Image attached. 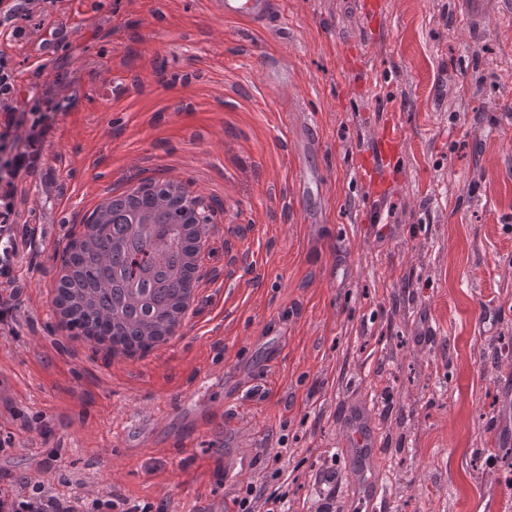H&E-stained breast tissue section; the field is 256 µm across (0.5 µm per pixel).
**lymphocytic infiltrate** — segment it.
<instances>
[{
    "label": "lymphocytic infiltrate",
    "instance_id": "obj_1",
    "mask_svg": "<svg viewBox=\"0 0 512 512\" xmlns=\"http://www.w3.org/2000/svg\"><path fill=\"white\" fill-rule=\"evenodd\" d=\"M58 0H17L0 25V36L16 38L25 22L45 20ZM53 84H45L30 108L20 106L22 89L15 68L0 53V281H15V233L18 191L22 182L37 171L45 142L62 109ZM0 512H154L152 503H140L116 494L63 496L38 477L27 476L0 490Z\"/></svg>",
    "mask_w": 512,
    "mask_h": 512
}]
</instances>
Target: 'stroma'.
Returning <instances> with one entry per match:
<instances>
[{
	"instance_id": "35a3bbf8",
	"label": "stroma",
	"mask_w": 512,
	"mask_h": 512,
	"mask_svg": "<svg viewBox=\"0 0 512 512\" xmlns=\"http://www.w3.org/2000/svg\"><path fill=\"white\" fill-rule=\"evenodd\" d=\"M360 5L273 0L250 22L208 0H71L43 77L79 72L78 94L46 144L54 183L24 185L35 238L0 331L17 393L0 438L28 473L165 512L284 483L288 512H319L314 476L346 466L340 413L361 400L384 512H512V0H384L374 22ZM362 65L366 83L346 77ZM393 126L379 195L360 169ZM172 175L218 205L184 333L120 364L65 353L54 254L104 192ZM198 372L201 413L169 420Z\"/></svg>"
}]
</instances>
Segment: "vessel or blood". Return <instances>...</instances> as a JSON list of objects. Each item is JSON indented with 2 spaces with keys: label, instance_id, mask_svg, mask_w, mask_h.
I'll list each match as a JSON object with an SVG mask.
<instances>
[{
  "label": "vessel or blood",
  "instance_id": "b4317fda",
  "mask_svg": "<svg viewBox=\"0 0 512 512\" xmlns=\"http://www.w3.org/2000/svg\"><path fill=\"white\" fill-rule=\"evenodd\" d=\"M209 3L218 16L258 22L267 16L272 0H209ZM65 15V10H57L49 25L39 35L36 58L46 59L51 56L68 28ZM398 140V134L391 130L377 140L373 153L369 154L367 163L363 165L365 174L371 180H380L381 167L391 164ZM340 428L341 452L346 456L349 467L343 471L325 468L317 473L315 480L321 497L330 501L343 492L357 501L366 512H377L381 491V450L377 427L368 405L362 402L345 408L340 418Z\"/></svg>",
  "mask_w": 512,
  "mask_h": 512
}]
</instances>
